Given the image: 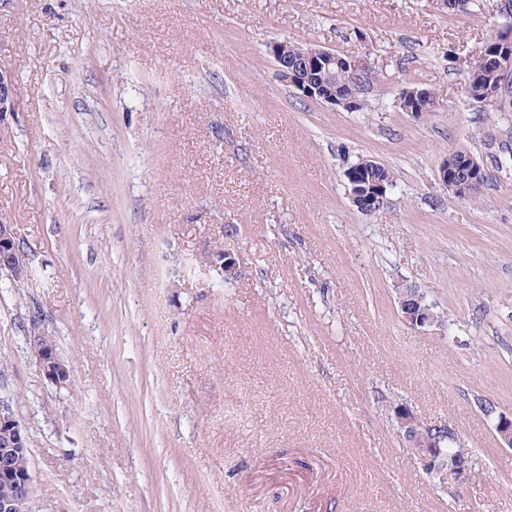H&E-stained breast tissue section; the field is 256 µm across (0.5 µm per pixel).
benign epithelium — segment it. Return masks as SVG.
I'll list each match as a JSON object with an SVG mask.
<instances>
[{
	"instance_id": "benign-epithelium-1",
	"label": "benign epithelium",
	"mask_w": 512,
	"mask_h": 512,
	"mask_svg": "<svg viewBox=\"0 0 512 512\" xmlns=\"http://www.w3.org/2000/svg\"><path fill=\"white\" fill-rule=\"evenodd\" d=\"M295 53L300 57L301 66L297 71H288L277 67V77L286 86L294 89L300 96L331 106L355 108V100L348 95L350 84H359L357 65L343 58L335 51L295 44ZM491 60L503 71L512 68V32L501 34L498 48L491 55ZM347 73L349 82L345 89L336 90L333 77L336 70ZM11 109V79L0 71V113ZM375 160L368 159L365 165L346 168L348 195L356 209L364 214H371L380 209L387 195L384 183L371 186L363 185L364 168H370ZM471 168L465 178H459L455 154L450 152L439 167L441 182L455 197L467 200L482 192L486 173L477 159H470ZM0 268L6 270L15 281L28 277V268L16 242L12 225L0 224ZM399 308L403 320L412 327H425L436 324L432 306L418 289L407 288L399 293ZM30 349L43 376L57 386H64L70 378L69 370L49 342H30ZM397 429L413 460L426 471L437 466L435 442L429 438L416 413L405 407L403 411L393 412ZM496 438L500 447L512 448V415L500 414L494 424ZM0 433L8 438L7 445L0 448V512H11L15 496L23 494L29 498L36 493V483L32 470H20L13 465V460L29 451V434L13 414L10 406L0 401ZM448 475L458 484H468L473 477V468L466 461L460 460L451 466Z\"/></svg>"
}]
</instances>
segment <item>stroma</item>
Returning <instances> with one entry per match:
<instances>
[{"label":"stroma","instance_id":"1","mask_svg":"<svg viewBox=\"0 0 512 512\" xmlns=\"http://www.w3.org/2000/svg\"><path fill=\"white\" fill-rule=\"evenodd\" d=\"M501 0H0V399L29 512H512V123L464 92ZM356 61L357 109L298 96L271 47ZM439 107L417 119L409 88ZM467 148L480 203L439 179ZM390 168L383 207L344 171ZM417 288L446 322L406 324ZM70 379L40 372L31 320ZM410 405L455 429L468 486L411 461ZM379 163L373 159H366L364 165L366 170V181L370 183L373 180L382 181L365 187L364 165H355L346 168L345 178L347 181L348 195L356 209L364 214H371L380 209L387 195L386 186L392 188L394 182V173L386 166L381 164L378 168L372 165ZM385 184V185H384ZM0 268L10 274L17 286L28 277V268L9 224H0Z\"/></svg>","mask_w":512,"mask_h":512}]
</instances>
